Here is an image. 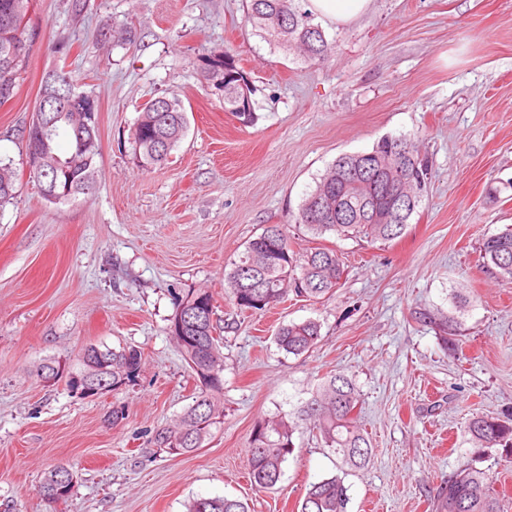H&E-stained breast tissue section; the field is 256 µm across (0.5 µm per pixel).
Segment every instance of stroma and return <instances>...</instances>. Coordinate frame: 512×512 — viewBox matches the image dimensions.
Wrapping results in <instances>:
<instances>
[{"label":"stroma","instance_id":"stroma-1","mask_svg":"<svg viewBox=\"0 0 512 512\" xmlns=\"http://www.w3.org/2000/svg\"><path fill=\"white\" fill-rule=\"evenodd\" d=\"M245 0H32L28 68L0 106V161L16 194L0 207V512H46L37 489L54 465L77 482L56 512H186L198 497L235 496L250 512H297L336 457L309 429L277 486L247 471L257 421L292 412L323 377L359 387L368 465L349 472L348 512H435L449 474L493 469L512 512V463L478 452L474 416L512 413V285L482 263L485 238L512 225V0H371L321 64L284 54L244 20ZM132 27L130 45L106 41ZM230 51L255 89L240 125L203 77ZM66 68L99 105L101 155L91 194L51 204L26 168L22 130L43 76ZM185 105L188 133L168 162L138 166L132 133L161 95ZM412 138L431 165L427 194L393 241L313 239L289 223L341 154L384 136ZM272 224L297 253L336 251L334 294L240 311L224 273ZM210 289L222 328L224 423L203 448L171 455L155 430L193 402L195 381L168 335L176 298ZM471 304L457 351L419 312ZM317 320L308 354L281 351L286 323ZM137 347L143 368L119 394L81 397L37 368L75 370L84 348ZM126 418L112 425L116 404Z\"/></svg>","mask_w":512,"mask_h":512}]
</instances>
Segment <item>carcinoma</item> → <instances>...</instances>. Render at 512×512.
<instances>
[{
    "mask_svg": "<svg viewBox=\"0 0 512 512\" xmlns=\"http://www.w3.org/2000/svg\"><path fill=\"white\" fill-rule=\"evenodd\" d=\"M245 6V22L269 44L285 51L299 45L304 49V58L314 63L330 58L335 40L327 38L322 29L309 31L314 26L313 17L301 8L299 0H245ZM21 24L22 19L13 17V0H0V105L14 97L17 79L27 67L28 55L11 57L8 51L12 41L26 42ZM206 62L209 69L230 63L233 76L224 79V111L244 126L253 124L254 107L246 112L237 111L242 88L240 79L234 77L239 66L233 55L226 51L207 58ZM157 102L155 98L141 109L133 133L134 155L144 168L167 161L187 132L186 113L157 112ZM46 117L56 127L55 138L50 140L53 151L60 137L70 141L69 157L77 152V135L99 139L97 121L84 112H69L62 118L49 112ZM99 156L98 151L88 152L78 157V163L66 172L48 170L33 174V178L41 186H68L74 198L96 183ZM430 178L428 161L411 139L386 136L369 151L336 158L315 188L306 194L292 222L317 236L392 241L404 234ZM15 183L12 168L0 165V206L14 198ZM481 255L502 282L511 286L512 228L486 238ZM343 273L336 252L317 247L300 255L290 247L283 226L273 224L249 240L233 260L231 270L224 274V288L238 309L264 312L282 303L290 293L321 300L333 292ZM468 304L467 297L459 294L454 313L439 317L424 313L418 320L435 325L443 342L453 345L461 331L460 315ZM203 305L214 311L212 293L201 288L190 290L178 299L170 319L169 336L196 382L193 404L154 432V444L170 455L196 451L224 420V354L217 324L212 319L195 326L189 322ZM320 337V323L308 319L281 326L275 343L285 353L300 356L315 348ZM79 362L80 370L91 372L93 385L98 387L103 381L110 386V392L117 393L138 378L142 354L131 346L102 350L91 345L83 350ZM361 404L362 395L353 379L332 374L293 412L256 423L247 458L251 485L258 491L277 485L284 464L295 450L294 433L304 426L315 431L324 447L340 460L337 468L367 465L372 448L357 424ZM467 432L473 447L487 453L499 451L512 459V414L477 415L470 420ZM73 478L70 467L61 464L47 472L38 493L49 506V512H55L53 503L69 498ZM348 490L338 475L312 482L299 502L298 512H347ZM187 512H249V506L239 498L202 497L191 501ZM436 512H503L493 475L472 467L448 475L438 494Z\"/></svg>",
    "mask_w": 512,
    "mask_h": 512,
    "instance_id": "obj_1",
    "label": "carcinoma"
}]
</instances>
